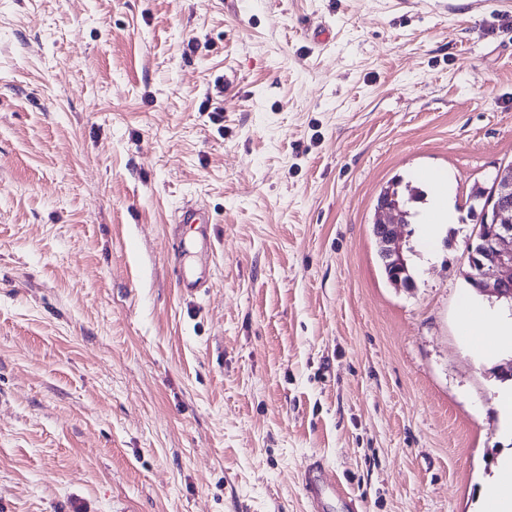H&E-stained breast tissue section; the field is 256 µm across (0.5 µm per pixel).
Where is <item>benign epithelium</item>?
I'll list each match as a JSON object with an SVG mask.
<instances>
[{
	"label": "benign epithelium",
	"mask_w": 512,
	"mask_h": 512,
	"mask_svg": "<svg viewBox=\"0 0 512 512\" xmlns=\"http://www.w3.org/2000/svg\"><path fill=\"white\" fill-rule=\"evenodd\" d=\"M495 194L502 199L501 206L487 212L488 236L470 252L469 281L478 285V291L497 302L512 304V170L502 168L495 184ZM378 209L385 217L376 221L374 236L389 281L402 285L407 259L396 244L403 238L406 225L398 222L396 204L382 203Z\"/></svg>",
	"instance_id": "obj_1"
}]
</instances>
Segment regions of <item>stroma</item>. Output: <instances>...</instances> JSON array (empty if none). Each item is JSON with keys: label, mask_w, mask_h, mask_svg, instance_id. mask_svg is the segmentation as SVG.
Returning <instances> with one entry per match:
<instances>
[{"label": "stroma", "mask_w": 512, "mask_h": 512, "mask_svg": "<svg viewBox=\"0 0 512 512\" xmlns=\"http://www.w3.org/2000/svg\"><path fill=\"white\" fill-rule=\"evenodd\" d=\"M511 162L512 0H0V512H307L314 454L362 512H479L512 350L460 332L467 200ZM422 170L460 221L397 289ZM392 199L389 197L388 202L378 206L381 212H385V217L377 220L373 228L387 277L395 285L402 286L401 275L406 271L407 259L396 244L403 238L407 222L404 218L402 224H399L394 214L397 206L391 204ZM171 242V267L175 277L176 288L187 297L205 294L208 292L211 282L204 276L196 275L186 265V258L190 252V244L187 243L181 232V224H201L197 233L203 242L210 239L209 221L203 216V212L194 206L185 205L180 210L176 221Z\"/></svg>", "instance_id": "35a3bbf8"}]
</instances>
